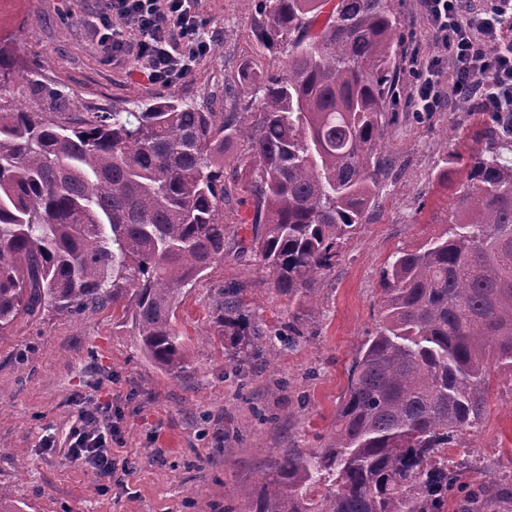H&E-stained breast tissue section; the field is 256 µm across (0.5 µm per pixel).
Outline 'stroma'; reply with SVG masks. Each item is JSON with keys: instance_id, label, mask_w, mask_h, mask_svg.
Instances as JSON below:
<instances>
[{"instance_id": "35a3bbf8", "label": "stroma", "mask_w": 512, "mask_h": 512, "mask_svg": "<svg viewBox=\"0 0 512 512\" xmlns=\"http://www.w3.org/2000/svg\"><path fill=\"white\" fill-rule=\"evenodd\" d=\"M202 4L213 50L191 78L164 86L147 84L135 63L104 62L85 26L101 0H0V39L23 75L0 95L28 106L38 101V88H55L84 112L132 109L169 94L200 105L214 92L224 93L225 108L246 105L247 89L237 83L242 66L274 72L285 57L257 50L259 0ZM395 5L404 34L402 116L381 146L393 167L367 224L318 277L315 303L276 292L259 257L238 249L251 236L250 212L230 206L223 259L179 298L176 324L189 355L180 376L145 359L117 310L78 318L48 313L0 336V488L20 512H242L261 474L285 454L325 447L357 348L379 321L381 271L394 252L441 232L450 193L438 174L457 170L478 122L472 102L462 108L448 101L421 120L409 115L421 79L411 60L438 47L420 0ZM229 286L242 288L252 322L296 328L273 362L240 363L218 340L213 291ZM488 372L484 420L448 451L466 462L465 481L474 489L512 475V375L493 364ZM95 394L112 400L119 432L112 455L129 466L109 481L67 456L68 434Z\"/></svg>"}]
</instances>
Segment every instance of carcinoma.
Here are the masks:
<instances>
[{"label": "carcinoma", "instance_id": "obj_1", "mask_svg": "<svg viewBox=\"0 0 512 512\" xmlns=\"http://www.w3.org/2000/svg\"><path fill=\"white\" fill-rule=\"evenodd\" d=\"M256 37L287 61L245 71L242 112L169 95L72 121L77 101L59 90L46 91L47 112L0 98L1 336L49 309L120 305L142 354L179 376L178 299L224 258L226 203L249 205L241 249L275 290L314 298L385 177L401 23L395 0H263ZM18 77L0 43V84ZM482 116L443 230L382 270L380 320L358 347L336 432L285 455L243 512H440L461 488L465 463L446 451L485 417L488 361L512 374V115ZM233 142L242 150L226 173ZM241 295L217 288L213 299L233 356L275 357ZM507 502L512 483L493 480L460 512Z\"/></svg>", "mask_w": 512, "mask_h": 512}]
</instances>
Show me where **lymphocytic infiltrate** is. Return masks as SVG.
I'll list each match as a JSON object with an SVG mask.
<instances>
[{
  "instance_id": "f902f5d3",
  "label": "lymphocytic infiltrate",
  "mask_w": 512,
  "mask_h": 512,
  "mask_svg": "<svg viewBox=\"0 0 512 512\" xmlns=\"http://www.w3.org/2000/svg\"><path fill=\"white\" fill-rule=\"evenodd\" d=\"M201 0H103L93 36L115 64L135 61L149 84L188 77L212 50L199 11ZM432 37L445 57L421 62L424 73L413 95L420 112L440 111V65L454 75L453 92L484 112L512 113V0H420ZM110 404L82 409L71 430L69 455L99 477L116 472L108 433Z\"/></svg>"
}]
</instances>
